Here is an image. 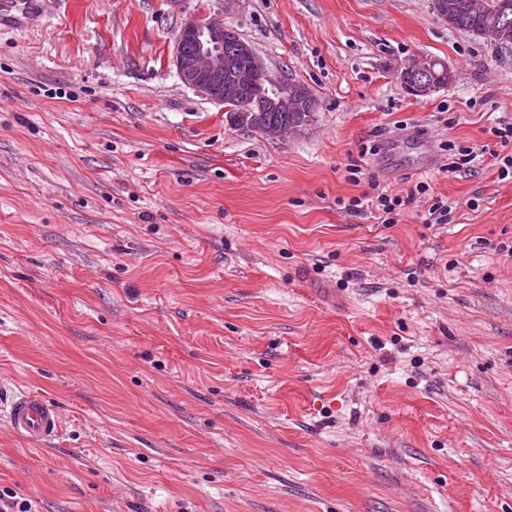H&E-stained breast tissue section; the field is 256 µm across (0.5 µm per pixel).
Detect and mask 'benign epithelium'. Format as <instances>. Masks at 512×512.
<instances>
[{"label": "benign epithelium", "mask_w": 512, "mask_h": 512, "mask_svg": "<svg viewBox=\"0 0 512 512\" xmlns=\"http://www.w3.org/2000/svg\"><path fill=\"white\" fill-rule=\"evenodd\" d=\"M232 46L236 55L249 60L248 74L240 73L224 62V49ZM174 63L181 82L212 102L224 106L226 112H247L249 108L229 106L225 94L237 90L241 81L252 77L257 82L272 84L270 106L288 102L293 109L309 112L313 98L303 84L294 80L280 82L268 74L253 49L243 44L238 35L224 27L221 19L209 13H193L181 23L175 37ZM434 70L431 62L410 61L400 71L399 78L412 96H421L433 88Z\"/></svg>", "instance_id": "benign-epithelium-1"}]
</instances>
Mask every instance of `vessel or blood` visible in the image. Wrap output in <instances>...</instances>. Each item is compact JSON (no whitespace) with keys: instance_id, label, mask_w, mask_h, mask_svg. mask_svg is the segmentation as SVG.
Returning <instances> with one entry per match:
<instances>
[{"instance_id":"b4317fda","label":"vessel or blood","mask_w":512,"mask_h":512,"mask_svg":"<svg viewBox=\"0 0 512 512\" xmlns=\"http://www.w3.org/2000/svg\"><path fill=\"white\" fill-rule=\"evenodd\" d=\"M5 416L13 432L33 441L53 440L60 431L57 408L36 391H17L5 407Z\"/></svg>"}]
</instances>
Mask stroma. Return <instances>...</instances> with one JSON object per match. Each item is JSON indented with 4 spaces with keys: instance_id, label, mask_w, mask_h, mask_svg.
I'll return each instance as SVG.
<instances>
[{
    "instance_id": "stroma-1",
    "label": "stroma",
    "mask_w": 512,
    "mask_h": 512,
    "mask_svg": "<svg viewBox=\"0 0 512 512\" xmlns=\"http://www.w3.org/2000/svg\"><path fill=\"white\" fill-rule=\"evenodd\" d=\"M433 0H18L0 9V491L34 512H512V49ZM216 14L312 91L283 138L173 62ZM438 59L413 97L401 67ZM358 165L350 181L348 165ZM395 224L343 201L416 182ZM434 62V70L431 62L410 61L400 71L399 78L405 90L412 96H421L433 88V77L436 73L437 87L448 85V67L437 59ZM435 71V73H434ZM489 132L497 138L496 145H500L502 149H491L488 144L482 145L478 148V152L475 148L464 147L459 148L457 161H452L446 164L445 168L448 172H455L460 167L468 165L473 162L478 156L483 157L485 154H489L495 159V163L498 167V172L502 180L510 177L512 178V122L506 117L498 118L495 126L489 128ZM510 146V150L509 147ZM508 148V149H507ZM448 166V167H447ZM10 429L29 440L47 442L60 431V414L44 395L32 390H18L5 407Z\"/></svg>"
}]
</instances>
